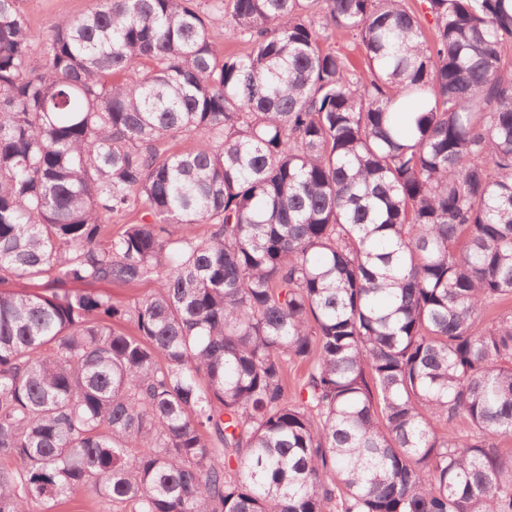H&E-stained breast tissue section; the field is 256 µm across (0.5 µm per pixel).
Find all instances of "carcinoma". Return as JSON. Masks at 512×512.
Wrapping results in <instances>:
<instances>
[{
    "label": "carcinoma",
    "mask_w": 512,
    "mask_h": 512,
    "mask_svg": "<svg viewBox=\"0 0 512 512\" xmlns=\"http://www.w3.org/2000/svg\"><path fill=\"white\" fill-rule=\"evenodd\" d=\"M98 2L0 0V512H512V0ZM32 40V61L44 63L42 45L48 36V22L55 17H80L97 7V0H22ZM328 44L335 46L344 55L347 56L350 64L357 71H362L365 68V54L363 47L359 42L351 37L333 38Z\"/></svg>",
    "instance_id": "cac0c4a2"
}]
</instances>
